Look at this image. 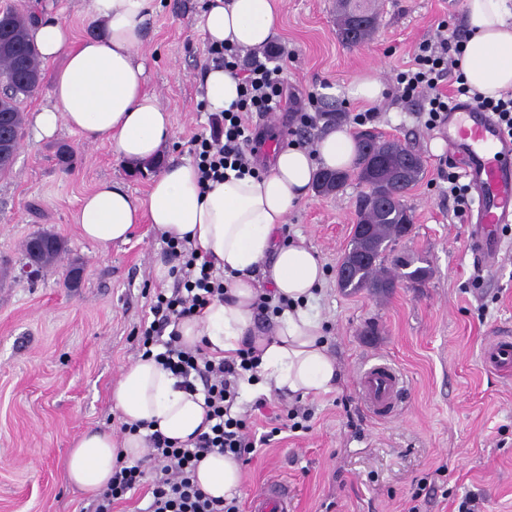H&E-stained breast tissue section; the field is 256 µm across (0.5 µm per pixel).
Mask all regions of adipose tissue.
<instances>
[{
	"label": "adipose tissue",
	"mask_w": 512,
	"mask_h": 512,
	"mask_svg": "<svg viewBox=\"0 0 512 512\" xmlns=\"http://www.w3.org/2000/svg\"><path fill=\"white\" fill-rule=\"evenodd\" d=\"M154 0H86V14L100 22L99 36L73 41L54 17L36 22L30 36L43 60L65 57L53 86L52 107L34 122L39 137L67 126L89 141H108L119 160L156 159L171 134L170 114L145 89V66L137 54ZM467 38L460 67L468 85L487 97L512 91V0H464ZM276 24L274 0H215L203 17L210 42L256 48L269 42ZM210 111L228 109L239 96V80L221 68L204 79ZM355 139L339 127L320 136L314 150L280 149L262 175H244L201 185L197 168L171 163L153 179L145 199H133L116 182L102 181L81 201L79 235L100 247L126 241L135 225L148 223L165 237L188 240L209 255L227 278V294L202 316L182 319L184 346H203L215 358L235 354L244 343L260 353L258 379L247 394L294 397L325 393L340 378L323 341L311 303L324 283L318 255L303 244L282 242L289 211L311 192L320 170L352 168ZM288 299L268 333L256 330L259 295ZM112 402L129 427L123 439L108 430L86 431L73 445L65 477L88 496L112 478L118 459L148 452L147 424L186 441L203 423L204 397L183 389L154 358L126 366L112 387ZM195 477L205 493L229 499L238 494L242 472L229 455L211 453Z\"/></svg>",
	"instance_id": "ef3b65f1"
}]
</instances>
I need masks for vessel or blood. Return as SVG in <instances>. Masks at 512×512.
<instances>
[{"instance_id": "vessel-or-blood-1", "label": "vessel or blood", "mask_w": 512, "mask_h": 512, "mask_svg": "<svg viewBox=\"0 0 512 512\" xmlns=\"http://www.w3.org/2000/svg\"><path fill=\"white\" fill-rule=\"evenodd\" d=\"M443 140L449 151L461 156L465 174L475 189L476 221L474 246L484 261L497 257L498 244L489 229L512 223V138L505 135L491 113L465 104L448 114ZM486 368L512 374V341L494 338L483 348ZM358 382L376 414L392 411L404 381L387 363H375L361 370ZM288 489L272 485L251 497L250 512H289Z\"/></svg>"}]
</instances>
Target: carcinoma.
Segmentation results:
<instances>
[{
  "label": "carcinoma",
  "instance_id": "obj_1",
  "mask_svg": "<svg viewBox=\"0 0 512 512\" xmlns=\"http://www.w3.org/2000/svg\"><path fill=\"white\" fill-rule=\"evenodd\" d=\"M369 9V0L338 2L336 26L342 42L354 46L370 39L374 26H353L349 21L351 14L365 13ZM30 27L31 18L21 11L0 13V136H9L15 150L19 147L24 125L19 103L32 95L43 80L39 54L30 40ZM368 154L371 155L373 169L359 171L358 179L370 183L374 192L378 190L379 182L387 183L390 191L398 196L399 205L382 211L375 206L358 211L357 225L362 227L376 259L364 260L360 255L362 243L355 239L351 241L344 257V261L352 264L351 274L347 280L338 282L340 288L351 293L365 288H389L405 277L412 282H423L429 275V270L424 267L408 272L389 270L381 260L385 244L397 239L405 231V225L413 224L405 197L420 179L422 168L409 171L405 179L401 177V171L404 170V160L414 151L394 140H379L372 143ZM34 237L48 241L45 251L34 261L36 265H52L65 251L62 240L53 234L36 232Z\"/></svg>",
  "mask_w": 512,
  "mask_h": 512
}]
</instances>
